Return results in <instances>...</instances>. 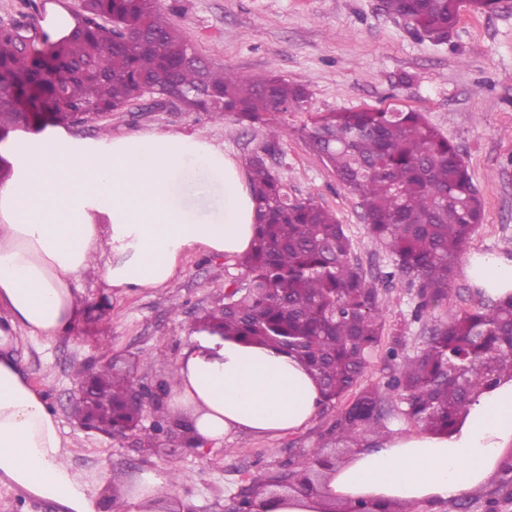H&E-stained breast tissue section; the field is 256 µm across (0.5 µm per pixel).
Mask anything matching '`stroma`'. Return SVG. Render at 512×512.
<instances>
[{
  "label": "stroma",
  "mask_w": 512,
  "mask_h": 512,
  "mask_svg": "<svg viewBox=\"0 0 512 512\" xmlns=\"http://www.w3.org/2000/svg\"><path fill=\"white\" fill-rule=\"evenodd\" d=\"M54 6L73 13L78 0H0V23L31 21L39 27ZM164 12L204 59L243 75L272 73L307 87L310 112L272 114L286 135L268 161L291 193L335 212L368 275L390 270L393 257L368 237L357 199L304 140L311 112L389 107L424 113L458 146L483 199L484 220L465 255L512 259V0H500L491 13L462 12L450 40L439 45L410 34L383 11L381 0H165ZM144 133L194 136L243 165L266 146L264 126L147 102L69 131L101 145ZM242 276L236 258L205 252L188 254L160 288L126 293L106 287L90 271L79 282L83 308L70 332L54 341H20L15 357L57 416L74 469L91 476L106 466L129 478L175 472V502L186 503L188 512H227L232 497L260 488L285 462L310 449H323L335 462L347 456V449L325 438L336 415L332 408L279 436L233 435L203 448L159 439L149 451L137 437L110 438L74 418L69 400L77 368L112 357L140 383L168 381L198 318L223 297L229 281ZM378 289L385 300L381 342L402 333L410 356L435 325L479 299L460 263L447 299L419 322L413 318L416 288L396 281ZM504 485L498 479L484 491L424 505L420 512H512Z\"/></svg>",
  "instance_id": "stroma-1"
}]
</instances>
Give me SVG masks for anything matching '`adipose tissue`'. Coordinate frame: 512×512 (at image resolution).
Instances as JSON below:
<instances>
[{"label": "adipose tissue", "mask_w": 512, "mask_h": 512, "mask_svg": "<svg viewBox=\"0 0 512 512\" xmlns=\"http://www.w3.org/2000/svg\"><path fill=\"white\" fill-rule=\"evenodd\" d=\"M10 178L0 182V482L61 512H102L84 474L65 458L58 421L12 353L19 334L48 340L81 312L78 283L99 260L108 287L158 288L183 257L247 251L255 204L241 166L201 139L179 133L114 138L102 148L64 132L12 141ZM467 276L486 295L512 296V260L476 255ZM172 408L195 441L230 434L296 431L319 409L321 390L293 356L217 336L192 337L174 367ZM512 450V376L479 392L447 433L393 436L353 449L314 494L277 499L272 512H329L337 503L448 501L492 484ZM98 489L116 491L123 512H150L172 493L152 472Z\"/></svg>", "instance_id": "adipose-tissue-1"}]
</instances>
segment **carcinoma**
<instances>
[{"label":"carcinoma","instance_id":"cac0c4a2","mask_svg":"<svg viewBox=\"0 0 512 512\" xmlns=\"http://www.w3.org/2000/svg\"><path fill=\"white\" fill-rule=\"evenodd\" d=\"M162 0H81L74 32L51 39L31 24H0V139L11 131L106 120L149 97L187 112L264 124L268 150L284 131L268 115L304 112L310 92L278 76L244 77L204 60L162 11ZM497 8L493 0H383L386 13L409 31L438 43L449 38L460 12ZM308 145L358 199L369 237L394 256L379 274L417 287V319L448 298L455 265L483 218V201L458 148L425 115L413 110L317 112L304 128ZM256 207L250 250L238 260L223 302L199 327L245 344L295 354L322 389L321 409L337 408L330 429L336 445L358 448L385 435L383 408L393 395L416 427L446 433L472 398L512 374V299L489 296L436 325L419 352L404 354L402 337L386 349L392 369L383 383L360 387L383 332V300L354 257L353 242L336 215L310 199L297 200L264 156L249 158ZM88 404L122 428L119 401L130 377L112 360L87 386ZM137 425L144 448L158 426ZM305 480L326 466L312 448L286 463Z\"/></svg>","mask_w":512,"mask_h":512}]
</instances>
